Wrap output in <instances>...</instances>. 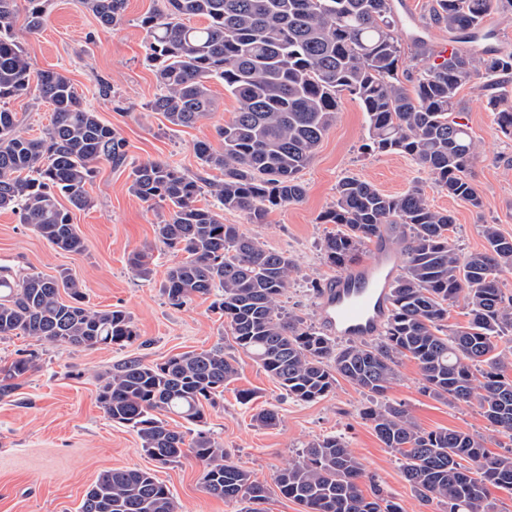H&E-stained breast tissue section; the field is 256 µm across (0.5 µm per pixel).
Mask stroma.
I'll return each instance as SVG.
<instances>
[{
    "label": "stroma",
    "instance_id": "35a3bbf8",
    "mask_svg": "<svg viewBox=\"0 0 512 512\" xmlns=\"http://www.w3.org/2000/svg\"><path fill=\"white\" fill-rule=\"evenodd\" d=\"M157 5L158 0H126L124 24L105 31L80 0H49L45 26L23 41L34 71L67 72L84 103L125 138L128 159L121 168L99 165L89 187L90 206L72 213L83 252L54 249L17 215L1 210L0 269L17 277L68 271L83 284L90 306L129 312L139 341L125 348L78 350L40 344L20 334L0 337V366L22 355L34 360L33 371L21 378L15 394L0 400V512H80L82 498L98 475L119 467L152 472L173 492L178 512L241 509L238 503L204 492L201 468L192 457L167 465L152 460L135 433L109 420L97 402V377L114 364L134 356L160 363L230 337L212 308L213 296L194 298L181 308L168 304L162 284L174 257L155 241L156 209L128 190L131 166L147 160L197 173L196 142L206 140L221 148L216 129L236 107L223 83L215 81L211 84L215 107L193 126L170 130L163 116L151 111L149 103L159 87L145 61L146 37L140 20ZM430 6L431 0L396 2L402 67L411 74L426 62L416 56L413 36H421L432 50L448 38L446 29L430 24ZM482 83V78H474L458 93L461 120L476 145L470 178L483 200L482 208L448 196L408 156L365 152V114L357 100L345 95L315 159L300 174L305 187L300 202L271 210L262 224H249L241 213L225 212V223L239 225L269 248L293 257L296 270L282 298L287 309L308 323L319 322L318 290L338 273L321 249L334 227L320 223L319 215L333 204L336 185L347 174L387 194L422 182L432 207L453 216L448 236L462 253L484 248L485 224L498 225L504 236L512 237V139L499 131L494 112L486 106ZM147 246L152 249L153 276L144 281L135 275L128 258ZM237 359L239 375L225 388L223 399L207 408L205 428L223 444L229 459L251 470L258 481L272 484L277 472L296 460L309 441L336 434L365 465L363 489L379 486L403 512H448L446 504L421 502L402 476L399 453L384 447L362 420L360 412L369 405V396L341 379L328 397L299 402L280 390L249 356L241 353ZM241 389L254 391L251 402L238 400ZM386 399L402 404L425 430L475 434L495 453L512 444L492 431L477 404L451 405L424 394L419 368L411 359L402 360ZM263 409L277 412L276 427L256 426L253 417Z\"/></svg>",
    "mask_w": 512,
    "mask_h": 512
}]
</instances>
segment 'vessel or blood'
<instances>
[{
  "mask_svg": "<svg viewBox=\"0 0 512 512\" xmlns=\"http://www.w3.org/2000/svg\"><path fill=\"white\" fill-rule=\"evenodd\" d=\"M397 271L391 241H374L369 259L338 274L322 289L318 304L322 330L343 339L380 333L392 309Z\"/></svg>",
  "mask_w": 512,
  "mask_h": 512,
  "instance_id": "1",
  "label": "vessel or blood"
}]
</instances>
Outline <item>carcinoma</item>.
<instances>
[{
  "label": "carcinoma",
  "mask_w": 512,
  "mask_h": 512,
  "mask_svg": "<svg viewBox=\"0 0 512 512\" xmlns=\"http://www.w3.org/2000/svg\"><path fill=\"white\" fill-rule=\"evenodd\" d=\"M25 2L26 30L37 32L48 0ZM81 3L105 30L123 22L125 0ZM493 11L512 13V0H433L430 20L448 29L453 49L407 85L399 77L403 50L394 0H161L141 20L146 59L162 88L151 110L172 130L191 127L213 111L215 80L236 102L232 118L216 129L223 151L196 143L200 173L149 160L129 174L135 197L165 209L155 239L179 256L163 283L168 303L180 308L216 294L213 306L229 327L232 348L299 401L328 396L340 378L382 397L397 380L400 361L410 358L425 393L449 404L477 403L493 430L512 440V362L499 346L512 332V297L501 288L502 274L512 271V238L497 225H482L483 250L462 255L448 239L453 217L432 208L422 184L392 195L355 176L341 178L336 202L319 216L337 227L323 241L327 261L348 267L362 245L387 230L398 234L404 256L383 331L341 345L279 305L295 270L288 253L222 216L237 211L247 223L262 224L271 209L303 198L299 174L336 121L344 93L366 114L368 148L412 157L437 187L481 208L469 178L476 146L456 120L457 94L482 76L487 106L500 132L512 138V108H501L498 92L512 75V53L478 48L494 37L484 31ZM17 12L18 0H0V210L12 211L54 249L80 253L84 243L71 210L89 206L99 163H125L127 143L83 103L66 73L32 71L15 31ZM196 18L201 25L190 24ZM33 91L53 110L40 137L27 135L18 113L2 106ZM212 170L222 177H204ZM203 193L218 209L198 205ZM130 265L150 279L152 248L135 252ZM460 299L470 320L450 329L448 308ZM18 334L74 349L126 347L139 338L129 313L89 306L82 283L65 272L0 274V336ZM32 366L21 357L0 367V400ZM238 375L236 359L222 345L161 363L131 358L99 375L97 401L109 419L136 433L154 461L166 465L189 455L202 465L207 493L256 512L253 504L267 500L270 488L230 461L223 444L203 430L205 408L215 406ZM169 414L191 428L174 429ZM361 418L385 447L400 452L402 475L424 502H444L448 512H491L492 491L512 492V449L496 454L478 436L426 431L400 404L374 403ZM364 476L345 440L326 435L280 470L274 487L303 512H402L379 488L366 494ZM80 512H177V504L151 472L110 469L87 490Z\"/></svg>",
  "instance_id": "obj_1"
}]
</instances>
